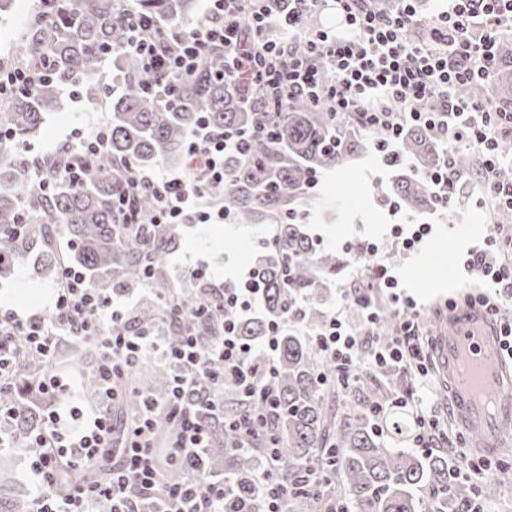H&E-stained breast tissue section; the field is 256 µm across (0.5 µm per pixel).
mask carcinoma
I'll return each mask as SVG.
<instances>
[{
	"instance_id": "1",
	"label": "carcinoma",
	"mask_w": 512,
	"mask_h": 512,
	"mask_svg": "<svg viewBox=\"0 0 512 512\" xmlns=\"http://www.w3.org/2000/svg\"><path fill=\"white\" fill-rule=\"evenodd\" d=\"M132 8L139 15L180 24L196 17L199 0H135ZM126 34L127 13L116 0H38L15 36L17 59L46 67L48 78L35 94L13 90L0 100V278L30 253L39 236L50 279H58L62 267L72 265L85 270L89 284L101 291L148 286L151 296L138 310V323L171 321L170 341L191 333L206 345L218 332L220 319L198 317L195 311L212 293L194 278L174 288L164 276L176 244V225L123 223L126 209L149 215L156 207L150 192H126L123 166L146 169L160 161L184 159L187 138L204 116L214 128L248 135L263 127L250 139L249 150L224 157L223 195L224 210L236 223L263 224L272 230V242L252 265L260 285V309H226L224 317L235 322L237 335L250 345L264 339L268 324L294 315L320 326L325 315L317 303L348 263L319 247L298 223V214L308 202L313 177L343 165L376 141L362 135L352 116L305 99L279 110L256 93L251 104H244L241 91L224 80L219 50L199 71L179 81L170 103L164 87L146 90L155 83V75L143 68L138 56L120 52ZM496 57L491 94L504 84L512 85V37L499 38ZM110 68L119 75L120 85L107 99L109 154L88 158L76 184L65 177L67 151L37 164L31 161L26 147L61 104L65 89L76 86L86 100L96 103ZM394 150L399 161H410V168L399 169L389 192L409 212L436 207L429 174L446 166L465 175L475 165L472 153L446 146L418 125L405 126ZM41 169L55 171L59 181L47 192L25 195ZM59 225L71 238L72 251L67 254L51 245V231ZM9 356L14 382L0 393V404L11 413L0 430L12 433L13 442L28 445L30 436L43 428L39 384L46 364L25 355L18 345ZM175 375L174 364L160 363L147 382L127 378L123 414H136L145 397L168 396ZM270 381L276 407L248 448L238 446V425L241 418L264 412L260 396L248 397L229 383L224 387L228 400H197L196 415L207 440L204 484L212 476L224 475L251 498L253 512L265 509L266 492L280 485L288 486L285 512H320L326 505L323 496L332 493L339 496L336 505L342 512H418L416 491L421 488L431 491L436 512H457L459 493L447 455L420 456L384 446L381 428L371 415L390 401L384 384H371L362 397L346 401V411L338 414L333 398L347 388L336 365L286 328L279 337ZM384 425L402 436L414 422L408 415L392 416ZM175 430L169 416L156 418V439L170 437ZM272 448L277 449L275 472L267 484L257 486L254 477L265 467ZM60 467L66 474L65 489L107 477L73 468L65 460ZM10 468V461L0 460V512H29ZM324 476L336 479L337 485L328 482L314 491Z\"/></svg>"
}]
</instances>
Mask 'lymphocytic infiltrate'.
Here are the masks:
<instances>
[{
  "label": "lymphocytic infiltrate",
  "instance_id": "lymphocytic-infiltrate-1",
  "mask_svg": "<svg viewBox=\"0 0 512 512\" xmlns=\"http://www.w3.org/2000/svg\"><path fill=\"white\" fill-rule=\"evenodd\" d=\"M321 0H289L272 11L264 0H205L200 20L189 29L136 14L128 17L124 50L137 54L145 69L154 72L167 88L197 71L214 50L224 53V76L246 91L262 90L278 107L299 98L326 101L331 111L355 115L364 130L374 132L380 149H387L409 124L423 126L454 146H465L480 158L479 175L486 194L503 208L512 209V182L497 177L496 152L500 134L512 128V113L495 108L490 97L461 99L456 91L475 82L489 84L495 67L494 33L512 20V0H450L429 27L425 40L411 36L416 11L411 0H401L391 16L378 14L368 0H336L344 33H320L303 38L302 18L317 10ZM248 25H241L242 13ZM308 49H295L299 41ZM326 57L332 80H324L314 63ZM432 108H423V101ZM242 137L233 131H216L199 123L185 151L182 172L126 168L132 190H148L156 201L149 218L138 212L127 221L138 224H215L227 214L217 197L224 191V156L241 148ZM361 253L373 256L367 281L346 295L348 305L365 316L368 329L357 334L345 322L331 318L312 337L320 352L335 363L347 381L358 382L368 370L403 376L407 387L395 405L415 404L417 389L429 374V343L414 318L399 316L393 336L381 339L375 329L381 306L374 292L390 286L392 278L378 258L379 247L367 242ZM467 269L484 280L487 292L470 296V303L495 311L491 295H512V266L497 264L483 251H473ZM279 327H272L261 350L267 364L255 366L253 346L242 343L235 325L224 319L222 330L208 346L192 337L171 344L160 330L134 328L124 320L120 306L110 296L91 288L85 274L63 267L50 315L19 316L0 308V343L19 341L26 353L46 358L61 338L93 340L102 348L97 366L99 408L85 413L78 406L67 415L52 412L42 432L31 439V470L36 487L32 512H96L105 503L110 512H152L158 481L152 424L164 412L177 422L168 456L186 473L181 483L167 489L163 512H224L229 482L200 487L205 472V431L194 422V395H213L233 382L247 395L271 398L268 376L274 363ZM175 363L180 373L168 398L144 400L139 416L126 424L121 462L108 482L54 489L56 459L70 458L86 465L113 446L110 403L119 398L122 380L145 357Z\"/></svg>",
  "mask_w": 512,
  "mask_h": 512
}]
</instances>
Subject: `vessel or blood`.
Instances as JSON below:
<instances>
[{
	"label": "vessel or blood",
	"instance_id": "obj_1",
	"mask_svg": "<svg viewBox=\"0 0 512 512\" xmlns=\"http://www.w3.org/2000/svg\"><path fill=\"white\" fill-rule=\"evenodd\" d=\"M438 357L462 428L486 452L512 446V368L502 355L495 317L471 305L450 310Z\"/></svg>",
	"mask_w": 512,
	"mask_h": 512
}]
</instances>
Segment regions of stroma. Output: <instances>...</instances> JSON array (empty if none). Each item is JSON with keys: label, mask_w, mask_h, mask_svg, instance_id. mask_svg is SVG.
Returning a JSON list of instances; mask_svg holds the SVG:
<instances>
[{"label": "stroma", "mask_w": 512, "mask_h": 512, "mask_svg": "<svg viewBox=\"0 0 512 512\" xmlns=\"http://www.w3.org/2000/svg\"><path fill=\"white\" fill-rule=\"evenodd\" d=\"M103 117V112L92 103L63 102L31 140L30 155L39 157L73 143L75 133L94 130ZM392 175V168L376 149L324 172L317 186L309 191L313 204L302 208L300 221L321 246L351 259L345 276L331 288L326 301L329 314L341 315L352 325L361 323L359 311L343 305L342 293L359 287L367 269L366 262L355 261L356 248L364 242H375L383 249L381 258L397 279L399 293L416 301L424 333L436 337L444 334L448 326L449 299L479 286L475 278L461 271L470 248L493 249L500 261H512V248L502 247L501 225L493 223L489 207L477 205L481 187L467 179L457 184L453 200L456 221H449L442 210L420 215L418 223L431 227L428 235L411 250L396 247L391 230L402 217L390 214L380 201L381 191ZM269 236L268 230L246 224L179 225L176 245L168 258L167 276L178 284L193 278L195 268L200 267L207 273L206 285L223 289L225 283L249 272L254 256ZM55 295L56 283L42 275L39 254L35 251L15 263L8 277L0 279V306L24 315L49 313ZM450 405L448 374L439 360H432L429 386L421 404L422 409H434L442 420L441 434L432 443V453H445L449 439L460 432Z\"/></svg>", "instance_id": "1"}]
</instances>
